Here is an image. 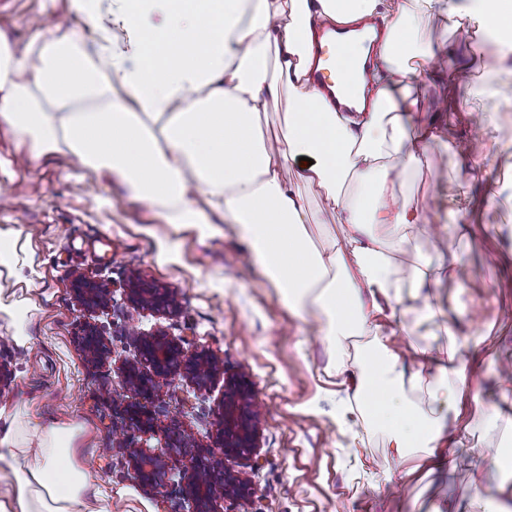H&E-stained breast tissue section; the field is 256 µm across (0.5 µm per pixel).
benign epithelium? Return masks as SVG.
<instances>
[{
  "label": "benign epithelium",
  "instance_id": "benign-epithelium-1",
  "mask_svg": "<svg viewBox=\"0 0 512 512\" xmlns=\"http://www.w3.org/2000/svg\"><path fill=\"white\" fill-rule=\"evenodd\" d=\"M81 305L88 312L105 308L112 288L98 282L86 288L82 276L75 278ZM128 302L135 307H146L168 313L176 309V296L168 289L146 288L137 279H131L125 288ZM87 348L93 356L87 361L102 365L108 358L107 346L98 328L86 326ZM187 340L173 337L162 329L149 336H135L134 356L122 361L118 367L125 398L112 403L117 418L121 420L126 436L120 447L124 448L126 462L141 490L150 496L167 493L166 475L172 466L171 454H181L179 439L167 437L165 447L169 455L151 452L136 440L137 435L158 433L159 413L147 406L160 387V382L180 375L198 390H207L215 380L224 375V367L205 351L188 352ZM251 389L246 378L237 376L224 380V396L216 423L213 444L205 447L191 439L197 452L186 462L179 463V491L188 502L191 512H221L224 500L244 499L253 494L249 482L233 471L228 462L247 460L258 463L257 414L248 402Z\"/></svg>",
  "mask_w": 512,
  "mask_h": 512
}]
</instances>
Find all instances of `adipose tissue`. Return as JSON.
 <instances>
[{
  "mask_svg": "<svg viewBox=\"0 0 512 512\" xmlns=\"http://www.w3.org/2000/svg\"><path fill=\"white\" fill-rule=\"evenodd\" d=\"M123 47L51 28L25 46L0 34V124L34 157L67 151L89 171L116 178L133 198L202 235L228 226L251 263L329 348L358 338L364 363L353 400L381 429L398 460L431 474L449 446H465L463 401L480 404L457 358L458 330L443 320L445 353L394 346L397 329L441 312L429 301L431 267L454 254L448 226L426 224L404 178L426 154L432 129L409 131L422 105L414 81L470 82L468 67L433 47L424 19L494 43L492 67L512 78V0H117ZM381 21L376 55L386 75L365 82L361 43L345 51L350 80L371 104L337 110L311 79L320 68L315 31ZM285 101L279 132L261 114ZM295 169V182L283 173ZM315 189L348 233L333 236L303 188ZM328 237L314 244L310 229ZM432 239L423 254L419 234ZM410 258L408 278L396 255ZM420 306L408 308L405 296ZM426 388V405L407 388ZM72 427L0 424V512H112L76 462Z\"/></svg>",
  "mask_w": 512,
  "mask_h": 512,
  "instance_id": "1",
  "label": "adipose tissue"
}]
</instances>
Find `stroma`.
Instances as JSON below:
<instances>
[{
	"label": "stroma",
	"mask_w": 512,
	"mask_h": 512,
	"mask_svg": "<svg viewBox=\"0 0 512 512\" xmlns=\"http://www.w3.org/2000/svg\"><path fill=\"white\" fill-rule=\"evenodd\" d=\"M42 27L94 34L74 0H0V32L11 41L28 43ZM476 90L438 77L421 85L422 120L444 106L451 116L441 119L426 167L406 187L424 199L426 223H445L452 208L466 214L462 257L437 271L434 301L455 308L462 335L485 333L480 346L459 343L457 356L484 408L507 420L512 374L500 365L512 360V155L498 145L512 140V102L493 113L496 129L485 136L484 113L468 109ZM449 141L462 144V153L447 154ZM78 275L111 283L105 309H82L73 288ZM134 275L173 291L177 312L162 316L129 304L124 286ZM89 322L111 350L101 366L83 356ZM160 328L187 338L190 350L214 354L225 375L250 382L260 461L234 469L254 493L225 500L224 512H407L415 495L427 510L440 503L447 512H468L477 491L491 512H512V475L488 468L484 457L485 449L512 447V425L485 428L464 403L462 420L473 427L466 447L448 453L426 480L408 474L407 463L391 460L381 431L358 423L354 441L337 418L362 360L356 346L331 356L314 324L282 302L232 233L204 238L168 223L162 210L109 176L81 170L67 152L32 158L29 142L0 126V364L10 373L0 387V414L42 429L76 428L79 461L111 492L112 512L188 510L177 486L164 497L146 495L112 446L123 434L112 420V399L123 392L117 367L133 355L134 334ZM223 394L220 381L202 392L176 376L162 382L156 403L164 431L144 435L143 444L157 451L166 436L183 432L209 443ZM387 459L401 493L374 472Z\"/></svg>",
	"instance_id": "stroma-1"
}]
</instances>
